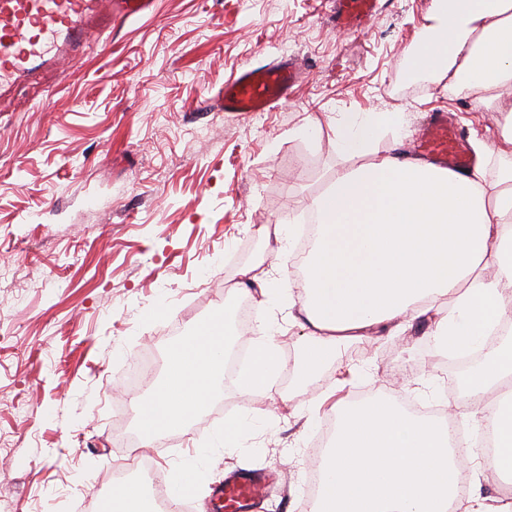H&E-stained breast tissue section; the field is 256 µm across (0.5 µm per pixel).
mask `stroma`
I'll return each instance as SVG.
<instances>
[{
    "label": "stroma",
    "instance_id": "1",
    "mask_svg": "<svg viewBox=\"0 0 512 512\" xmlns=\"http://www.w3.org/2000/svg\"><path fill=\"white\" fill-rule=\"evenodd\" d=\"M431 0H386L369 24H332V0H157L154 15L117 25L85 63L40 75L0 98V501L13 512H82L111 497V473L136 462L140 434L131 362L164 366L192 324L223 310L242 268L273 289L265 310L237 298L243 334L287 361L306 341L287 323L298 278L294 226L336 169L333 127L365 112L402 114L376 153L410 150L429 110L451 112L492 148L512 119L416 74L409 52ZM296 58L297 93L262 116L227 113L215 93L241 66ZM54 95L40 105L42 87ZM277 225L268 239L259 229ZM426 321L338 343L307 381L280 371L270 393L241 394L237 376L179 430L151 445L172 471L194 459L185 502L201 512L226 471L273 473L257 512H306L303 484L326 417L358 394L455 410L460 374L437 360ZM249 418L237 443L215 439Z\"/></svg>",
    "mask_w": 512,
    "mask_h": 512
}]
</instances>
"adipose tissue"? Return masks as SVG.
I'll use <instances>...</instances> for the list:
<instances>
[{
    "label": "adipose tissue",
    "instance_id": "ef3b65f1",
    "mask_svg": "<svg viewBox=\"0 0 512 512\" xmlns=\"http://www.w3.org/2000/svg\"><path fill=\"white\" fill-rule=\"evenodd\" d=\"M432 25L410 56L417 71L446 76L465 91L512 84V0H432ZM478 49H470V39ZM396 115L370 112L338 122L337 149L360 158L337 170L310 202L318 236L303 272L301 327L313 348L300 362L309 378L336 343L400 330L434 314L431 334L460 349L480 347L498 325L512 322V165L498 180L482 168L465 174L398 152L373 155L371 143ZM213 338L193 327L166 373L150 386L166 426H179L193 400L190 381L221 392L223 359L233 340L225 314ZM281 360L262 340L239 375L249 392L268 389ZM512 376V345L490 349L474 374L478 390Z\"/></svg>",
    "mask_w": 512,
    "mask_h": 512
}]
</instances>
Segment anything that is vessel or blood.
Segmentation results:
<instances>
[{
  "label": "vessel or blood",
  "instance_id": "b4317fda",
  "mask_svg": "<svg viewBox=\"0 0 512 512\" xmlns=\"http://www.w3.org/2000/svg\"><path fill=\"white\" fill-rule=\"evenodd\" d=\"M156 0H0V97L40 70L64 61L87 58L91 42L154 11ZM380 0H335L333 23L346 31L376 18ZM301 82V66L284 56L271 63L246 66L225 81L217 99L225 111L261 114L271 111ZM416 149L422 160L455 172L466 171L475 158L453 115L432 113L423 125ZM266 482L254 470L230 472L215 489L213 503L230 512H254L256 496Z\"/></svg>",
  "mask_w": 512,
  "mask_h": 512
}]
</instances>
